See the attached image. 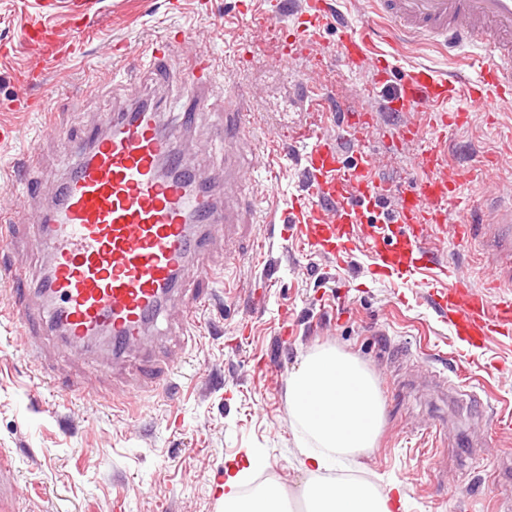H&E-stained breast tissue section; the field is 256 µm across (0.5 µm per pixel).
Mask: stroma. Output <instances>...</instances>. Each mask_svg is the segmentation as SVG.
<instances>
[{
	"label": "stroma",
	"instance_id": "obj_1",
	"mask_svg": "<svg viewBox=\"0 0 512 512\" xmlns=\"http://www.w3.org/2000/svg\"><path fill=\"white\" fill-rule=\"evenodd\" d=\"M44 2L0 0V42L10 46L0 51V208H47L68 171L65 144L84 141L133 98L152 96L165 121L179 123L180 73L159 87L137 61L151 38L180 31L191 38L174 43V55L186 61L207 53L215 67L211 98L229 87L242 111L263 113L261 141L290 152L315 133L335 134L332 104L368 107L364 145L378 171L398 189L420 174L422 142L397 140L378 110L371 73L349 72L336 56L334 30L322 36L325 61L305 48L286 65L272 63L276 29L289 21L272 0H178L174 9L168 0H98L82 56L47 71L58 94L39 111L6 110L19 88L16 73L43 64L16 34L38 15L56 29L70 24L73 0H52L48 10ZM467 111V122L448 133L449 169L483 172L492 195L512 188V155L501 152L512 111ZM46 123L56 134L39 138ZM223 129V110H209L177 145L191 164L223 165ZM234 156L261 214L294 192V168L270 182L246 147ZM280 231L256 224L250 233L211 239L198 264L215 273L219 296L198 311L192 341H182L179 312L171 310L164 337L119 366L90 353L57 354L54 336H28L19 320H0V512H224L223 485L250 454L266 460L293 512H305L308 475L299 465L302 432L288 413V377L305 355L328 346L370 370L384 406L376 447L350 460L341 477L389 490L399 512H492L496 497L512 495V462L500 459L501 449L512 448V417L498 422L495 443L486 418L487 404L512 401V337L468 349L421 295L372 275L366 254L347 265L307 258ZM0 236L10 241L0 251V310L7 311L16 278L32 282L43 267L42 240L26 222L0 223ZM432 244L473 281L495 263L492 253L456 246L446 231ZM228 248L242 253L230 269ZM150 358L176 371L160 388L142 389ZM45 369L51 385L33 388ZM79 372L95 394L69 391ZM116 386L132 387L138 414L113 410ZM458 482L464 490L452 492Z\"/></svg>",
	"mask_w": 512,
	"mask_h": 512
}]
</instances>
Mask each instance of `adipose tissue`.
<instances>
[{
	"label": "adipose tissue",
	"mask_w": 512,
	"mask_h": 512,
	"mask_svg": "<svg viewBox=\"0 0 512 512\" xmlns=\"http://www.w3.org/2000/svg\"><path fill=\"white\" fill-rule=\"evenodd\" d=\"M288 412L316 448L302 490L309 512H390L388 493L370 482L340 486L323 475L376 444L383 403L364 365L335 348L307 354L288 380ZM239 483L236 476L227 480L224 512H288L278 483H266L246 499L238 493Z\"/></svg>",
	"instance_id": "ef3b65f1"
}]
</instances>
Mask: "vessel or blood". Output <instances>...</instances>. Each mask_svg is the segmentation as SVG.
I'll use <instances>...</instances> for the list:
<instances>
[{
    "instance_id": "1",
    "label": "vessel or blood",
    "mask_w": 512,
    "mask_h": 512,
    "mask_svg": "<svg viewBox=\"0 0 512 512\" xmlns=\"http://www.w3.org/2000/svg\"><path fill=\"white\" fill-rule=\"evenodd\" d=\"M371 10L410 43L448 42L470 51H490L493 62L471 75L442 74L426 64L394 65L374 25L356 30L332 0H288L295 27L289 47L316 46L334 26L336 50L350 69L367 68L382 98V112L400 138L424 141L422 178L401 194L375 173L356 113L336 116V136L316 134L301 156L297 194L280 218L284 239L301 241L307 254L350 262L367 251L372 272L397 277L447 316L455 336L481 346L493 336L512 335V194L467 200L463 183L473 172L452 171L442 148L450 126L465 122L450 111L459 98L512 106V0H370ZM94 13L83 11L70 31L52 30L49 44L81 41ZM211 65L188 61L183 125L207 107ZM408 112L427 115L425 126L404 121ZM261 120L240 112L224 97L225 141H252ZM242 176L232 167L209 173L191 168L177 149V131L158 107L132 106L112 115L102 132L76 150L54 207L38 214L46 262L34 288L40 309L20 308L27 325L53 332L59 351L102 353L113 360L144 345L168 306L180 296L193 259L207 242L240 224L238 209L222 204L210 183L231 187ZM455 226L460 246L480 245L501 262L484 289L456 273L453 262L433 249L434 228Z\"/></svg>"
}]
</instances>
